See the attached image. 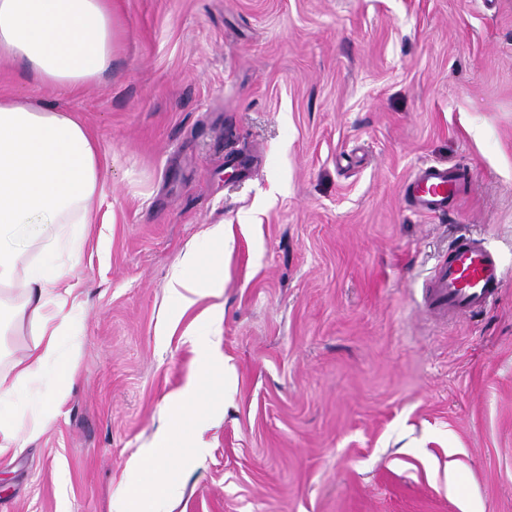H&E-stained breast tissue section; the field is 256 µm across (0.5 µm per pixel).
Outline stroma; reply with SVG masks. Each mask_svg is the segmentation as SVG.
I'll use <instances>...</instances> for the list:
<instances>
[{
  "label": "stroma",
  "mask_w": 512,
  "mask_h": 512,
  "mask_svg": "<svg viewBox=\"0 0 512 512\" xmlns=\"http://www.w3.org/2000/svg\"><path fill=\"white\" fill-rule=\"evenodd\" d=\"M76 90L0 60V97L79 115L103 191L78 264L73 383L0 455V512H112L203 361L224 376L172 512H512V0H112ZM466 170L447 217L403 187ZM224 225L228 238L210 237ZM469 232L506 279L419 307ZM215 293H168L188 247Z\"/></svg>",
  "instance_id": "obj_1"
}]
</instances>
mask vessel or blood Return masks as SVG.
Here are the masks:
<instances>
[{"mask_svg":"<svg viewBox=\"0 0 512 512\" xmlns=\"http://www.w3.org/2000/svg\"><path fill=\"white\" fill-rule=\"evenodd\" d=\"M463 173L435 164L417 167L406 183L411 209L420 215L445 213L459 201ZM503 267L483 240L470 235L455 238L438 257L423 290L422 303L440 319L483 312L496 299Z\"/></svg>","mask_w":512,"mask_h":512,"instance_id":"obj_1","label":"vessel or blood"}]
</instances>
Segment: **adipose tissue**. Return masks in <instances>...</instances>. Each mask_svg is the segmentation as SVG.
Masks as SVG:
<instances>
[{
  "mask_svg": "<svg viewBox=\"0 0 512 512\" xmlns=\"http://www.w3.org/2000/svg\"><path fill=\"white\" fill-rule=\"evenodd\" d=\"M112 0H0V59L20 62L38 82L78 88L112 64ZM100 148L75 114L32 97L0 99V334L29 325L31 351L0 374V455L47 430L72 382L64 344H77V305L62 259L82 252L97 218ZM39 257L26 258L28 248ZM199 257L188 251L175 267L170 291L179 306L194 303L216 280L201 281ZM17 291L19 303L4 298ZM223 381L202 364L171 402V418L154 448L133 459L136 487L112 499V512H171L186 437L222 393Z\"/></svg>",
  "mask_w": 512,
  "mask_h": 512,
  "instance_id": "ef3b65f1",
  "label": "adipose tissue"
}]
</instances>
